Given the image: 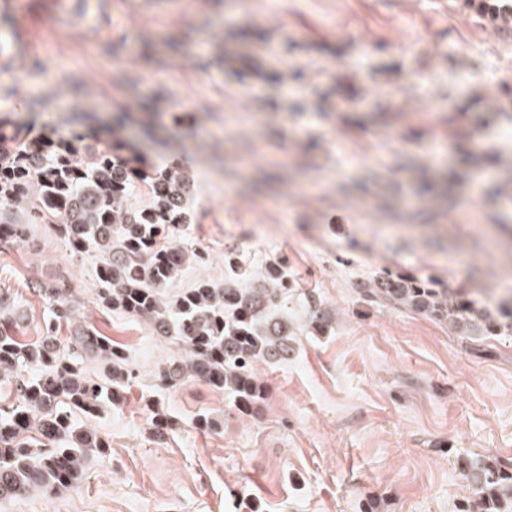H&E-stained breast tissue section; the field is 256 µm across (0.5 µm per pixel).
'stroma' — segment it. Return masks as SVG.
<instances>
[{
	"label": "stroma",
	"mask_w": 512,
	"mask_h": 512,
	"mask_svg": "<svg viewBox=\"0 0 512 512\" xmlns=\"http://www.w3.org/2000/svg\"><path fill=\"white\" fill-rule=\"evenodd\" d=\"M45 0L0 9V123L26 139L92 127L147 146L148 166L187 177L192 221L168 242L197 250L166 288L239 271L295 327L285 363L261 366L247 417L231 396L155 372L181 351L141 318L103 310L98 252L54 225L0 244V300L20 335L52 316L42 288L69 285L71 323L121 349L134 378L121 404L77 425L108 437L79 489L0 500V512H459L457 460L512 468V333L461 336L364 285L406 272L512 302V35L460 0ZM237 254L235 270L225 250ZM331 309L326 333L308 306ZM170 418L154 441L152 409ZM223 430L196 429L199 415Z\"/></svg>",
	"instance_id": "35a3bbf8"
}]
</instances>
